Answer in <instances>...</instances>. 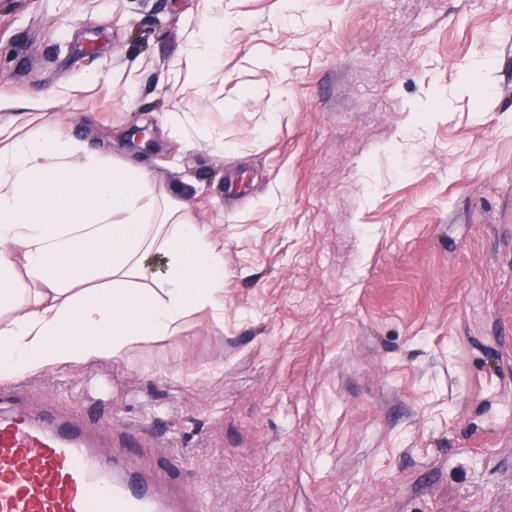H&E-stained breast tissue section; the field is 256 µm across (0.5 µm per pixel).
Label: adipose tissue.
<instances>
[{"label":"adipose tissue","mask_w":512,"mask_h":512,"mask_svg":"<svg viewBox=\"0 0 512 512\" xmlns=\"http://www.w3.org/2000/svg\"><path fill=\"white\" fill-rule=\"evenodd\" d=\"M32 121L0 122V373L123 359L223 315L224 251L187 204Z\"/></svg>","instance_id":"adipose-tissue-1"}]
</instances>
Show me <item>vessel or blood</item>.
Masks as SVG:
<instances>
[{
	"instance_id": "1",
	"label": "vessel or blood",
	"mask_w": 512,
	"mask_h": 512,
	"mask_svg": "<svg viewBox=\"0 0 512 512\" xmlns=\"http://www.w3.org/2000/svg\"><path fill=\"white\" fill-rule=\"evenodd\" d=\"M192 499L130 448L104 449L83 419L0 388V512H189Z\"/></svg>"
}]
</instances>
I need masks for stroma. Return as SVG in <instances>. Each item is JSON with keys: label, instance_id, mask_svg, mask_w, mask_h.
I'll list each match as a JSON object with an SVG mask.
<instances>
[{"label": "stroma", "instance_id": "1", "mask_svg": "<svg viewBox=\"0 0 512 512\" xmlns=\"http://www.w3.org/2000/svg\"><path fill=\"white\" fill-rule=\"evenodd\" d=\"M19 100L224 249L223 321L20 379L29 403L149 427L196 512H512V0H0ZM201 40L202 49L192 52L193 59L199 66L195 85L197 87L207 83L211 77L209 63L215 60L224 48L223 24L206 28Z\"/></svg>", "mask_w": 512, "mask_h": 512}]
</instances>
